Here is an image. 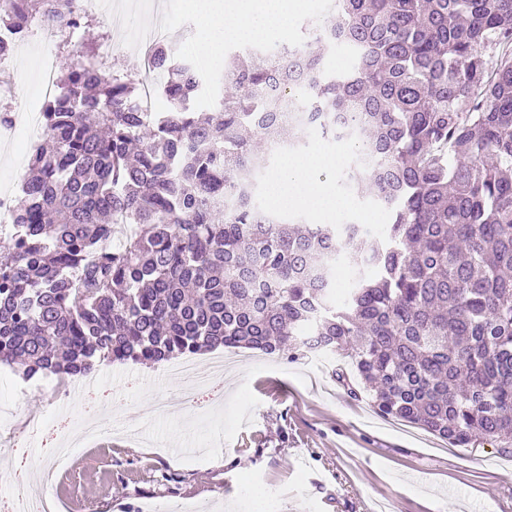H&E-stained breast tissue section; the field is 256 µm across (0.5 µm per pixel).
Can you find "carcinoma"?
Here are the masks:
<instances>
[{
  "instance_id": "carcinoma-1",
  "label": "carcinoma",
  "mask_w": 512,
  "mask_h": 512,
  "mask_svg": "<svg viewBox=\"0 0 512 512\" xmlns=\"http://www.w3.org/2000/svg\"><path fill=\"white\" fill-rule=\"evenodd\" d=\"M66 2L0 0V24L51 9L71 31ZM304 30L233 54L209 115L167 46L166 112L140 111L126 73L62 63L51 147L0 224V366L75 379L305 346L349 362L382 416L512 454V0H334ZM338 47L352 65L332 74ZM313 131L347 143V186L389 212L371 241L259 202L270 156Z\"/></svg>"
}]
</instances>
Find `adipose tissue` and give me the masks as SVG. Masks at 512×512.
I'll list each match as a JSON object with an SVG mask.
<instances>
[{"label":"adipose tissue","instance_id":"ef3b65f1","mask_svg":"<svg viewBox=\"0 0 512 512\" xmlns=\"http://www.w3.org/2000/svg\"><path fill=\"white\" fill-rule=\"evenodd\" d=\"M341 157L312 148L293 154L269 177V201L276 207L297 209L309 214L313 221L326 223L345 205L335 185L322 179L324 170L340 166Z\"/></svg>","mask_w":512,"mask_h":512}]
</instances>
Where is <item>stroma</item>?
<instances>
[{
	"label": "stroma",
	"mask_w": 512,
	"mask_h": 512,
	"mask_svg": "<svg viewBox=\"0 0 512 512\" xmlns=\"http://www.w3.org/2000/svg\"><path fill=\"white\" fill-rule=\"evenodd\" d=\"M106 18L85 16L53 64L84 45L102 46ZM36 51L21 48L5 69L8 98L30 94ZM43 133L21 127L0 152V192L20 194ZM230 379L178 399L167 363H101L91 387L44 374L0 380V512H14L18 489L42 492L33 478L51 466L75 473L95 512H512V457L495 442L456 448L416 425L382 416L366 391L350 395L335 375L343 362L300 348L295 359L226 352ZM38 418V429L27 426ZM112 429L111 447L57 450L85 424Z\"/></svg>",
	"instance_id": "35a3bbf8"
}]
</instances>
